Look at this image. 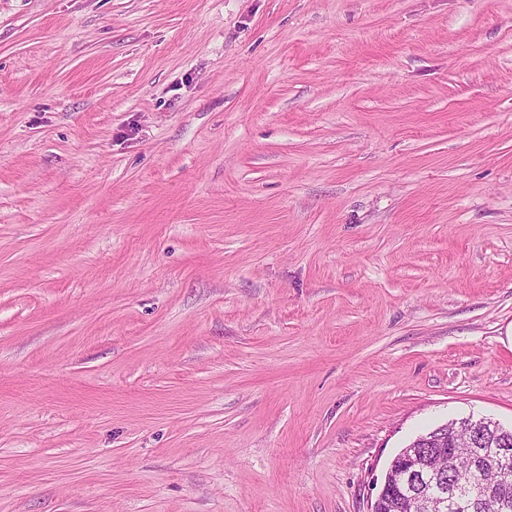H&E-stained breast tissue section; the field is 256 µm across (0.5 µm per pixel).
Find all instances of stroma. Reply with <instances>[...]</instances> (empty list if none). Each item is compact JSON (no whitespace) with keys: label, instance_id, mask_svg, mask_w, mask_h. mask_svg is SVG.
<instances>
[{"label":"stroma","instance_id":"stroma-1","mask_svg":"<svg viewBox=\"0 0 512 512\" xmlns=\"http://www.w3.org/2000/svg\"><path fill=\"white\" fill-rule=\"evenodd\" d=\"M511 327L512 0H0V512H368Z\"/></svg>","mask_w":512,"mask_h":512}]
</instances>
